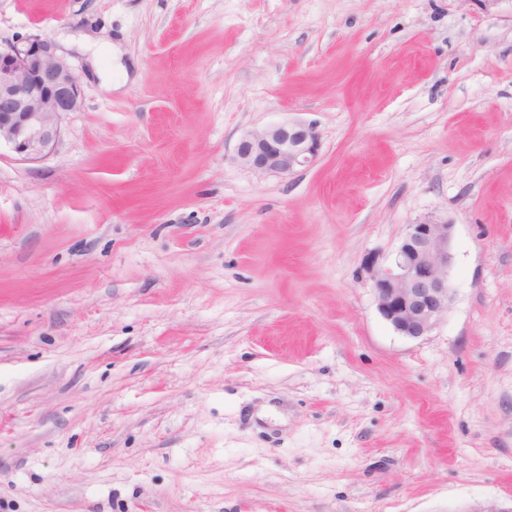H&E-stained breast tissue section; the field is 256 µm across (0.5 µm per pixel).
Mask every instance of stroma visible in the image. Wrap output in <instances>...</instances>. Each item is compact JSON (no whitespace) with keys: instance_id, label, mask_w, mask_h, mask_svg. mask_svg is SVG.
Listing matches in <instances>:
<instances>
[{"instance_id":"1","label":"stroma","mask_w":512,"mask_h":512,"mask_svg":"<svg viewBox=\"0 0 512 512\" xmlns=\"http://www.w3.org/2000/svg\"><path fill=\"white\" fill-rule=\"evenodd\" d=\"M79 77L0 148V512H512V0H0ZM321 134L282 179L248 130ZM454 226L414 340L361 273ZM321 146V136L313 124L272 123L246 131L238 141L234 159L256 174L287 178L312 165Z\"/></svg>"}]
</instances>
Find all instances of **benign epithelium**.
<instances>
[{
	"instance_id": "1",
	"label": "benign epithelium",
	"mask_w": 512,
	"mask_h": 512,
	"mask_svg": "<svg viewBox=\"0 0 512 512\" xmlns=\"http://www.w3.org/2000/svg\"><path fill=\"white\" fill-rule=\"evenodd\" d=\"M80 106L79 79L51 39L0 46V145L19 160L40 162L51 156L60 140L62 116ZM321 146L310 123H272L246 131L234 160L259 175L287 178L312 165ZM453 236V224L425 217L405 225L391 252L366 255L362 271L378 313L398 335L419 339L448 311Z\"/></svg>"
}]
</instances>
